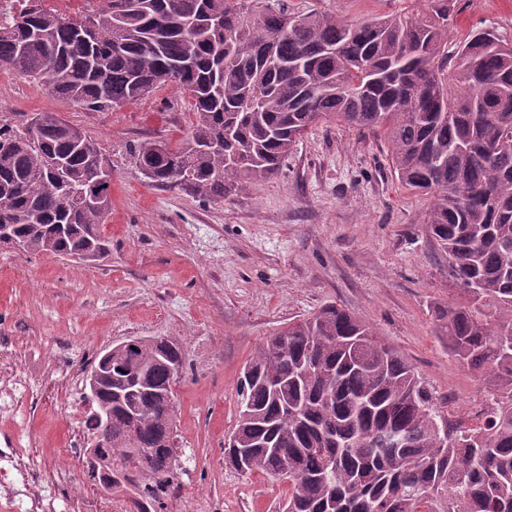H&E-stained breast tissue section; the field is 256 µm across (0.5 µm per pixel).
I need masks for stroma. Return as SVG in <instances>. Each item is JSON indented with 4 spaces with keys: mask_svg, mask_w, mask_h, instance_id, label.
<instances>
[{
    "mask_svg": "<svg viewBox=\"0 0 512 512\" xmlns=\"http://www.w3.org/2000/svg\"><path fill=\"white\" fill-rule=\"evenodd\" d=\"M347 20L419 14L426 0H293ZM478 26L512 41V0H459L448 36ZM55 112L112 162L108 255L90 264L0 249V361L29 366L65 398L27 400L0 416V439L37 453L66 486L54 512H132L104 497L85 461L66 457L69 400L106 347L165 337L186 350L177 385L179 488L165 512H282L287 484L227 467L224 438L238 418L245 362L274 330L329 303L352 311L399 351L444 410L467 425L487 399L482 378L448 353L438 312L457 292L423 222L426 198L404 189L383 139L326 124L294 146L271 179L219 204L143 178L132 148L177 143L192 118L173 86L109 112H89L0 71V119Z\"/></svg>",
    "mask_w": 512,
    "mask_h": 512,
    "instance_id": "obj_1",
    "label": "stroma"
}]
</instances>
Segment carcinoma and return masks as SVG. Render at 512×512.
Segmentation results:
<instances>
[{
  "label": "carcinoma",
  "mask_w": 512,
  "mask_h": 512,
  "mask_svg": "<svg viewBox=\"0 0 512 512\" xmlns=\"http://www.w3.org/2000/svg\"><path fill=\"white\" fill-rule=\"evenodd\" d=\"M45 0L0 12V68L53 97L110 112L165 85L190 97L176 146L134 148L149 181L204 203L277 174L299 139L336 123L384 138L399 183L429 199L424 224L458 286L439 315L448 354L483 377L482 423L440 413L396 349L329 304L266 337L244 366L224 452L241 474L288 480L284 512H512V42L490 27L448 38L450 0L418 16L348 21L288 0H101L73 17ZM61 161V175L49 163ZM98 182L90 205L66 197ZM0 225L27 254L83 261L101 243L112 168L75 125L41 112L0 121ZM112 354L94 410L112 407V461L165 512L178 457L130 447L175 436L155 338Z\"/></svg>",
  "instance_id": "cac0c4a2"
}]
</instances>
